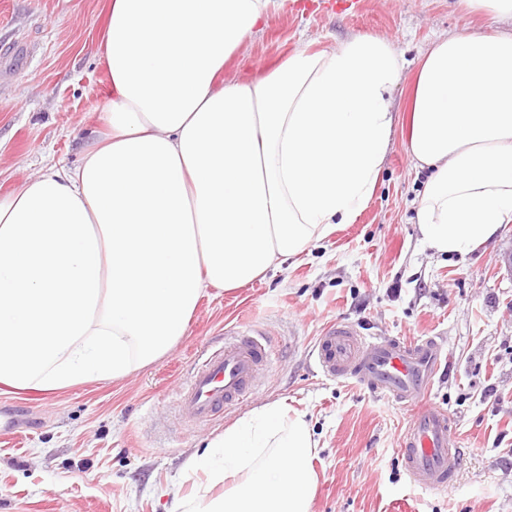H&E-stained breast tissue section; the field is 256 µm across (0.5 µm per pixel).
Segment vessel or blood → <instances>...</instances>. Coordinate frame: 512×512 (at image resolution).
<instances>
[{
    "label": "vessel or blood",
    "mask_w": 512,
    "mask_h": 512,
    "mask_svg": "<svg viewBox=\"0 0 512 512\" xmlns=\"http://www.w3.org/2000/svg\"><path fill=\"white\" fill-rule=\"evenodd\" d=\"M313 355L326 378L357 384L412 411L398 450L412 483L442 491L456 480L461 450L453 444V423L430 399L447 356L444 339L366 336L351 323L336 322L317 338ZM271 363V347L262 332H231L222 348L198 359L179 392L182 414L192 421L211 420L225 406L246 397Z\"/></svg>",
    "instance_id": "obj_1"
}]
</instances>
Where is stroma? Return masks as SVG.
<instances>
[{
    "instance_id": "stroma-1",
    "label": "stroma",
    "mask_w": 512,
    "mask_h": 512,
    "mask_svg": "<svg viewBox=\"0 0 512 512\" xmlns=\"http://www.w3.org/2000/svg\"><path fill=\"white\" fill-rule=\"evenodd\" d=\"M110 0H0V197L50 164L79 165L101 128L107 94L97 52ZM512 22L474 16L458 0H290L247 39L231 69L241 78L299 42L328 48L354 35L386 39L402 76L395 125L375 193L353 223L250 285L201 299L167 355L126 378L51 394L0 386V404L29 420L0 432V512H169L194 482L184 461L262 405L304 414L319 442L312 512H512V223L466 254L422 241L415 208L428 177L408 152L411 77L421 53L451 32L494 34ZM368 336H439L448 358L432 401L463 448L443 492L416 488L397 455L409 411L316 368L312 349L332 322ZM268 332L273 366L252 395L206 423L186 420L177 394L225 330ZM494 396H487V389Z\"/></svg>"
}]
</instances>
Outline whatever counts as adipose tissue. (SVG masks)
Segmentation results:
<instances>
[{
  "label": "adipose tissue",
  "mask_w": 512,
  "mask_h": 512,
  "mask_svg": "<svg viewBox=\"0 0 512 512\" xmlns=\"http://www.w3.org/2000/svg\"><path fill=\"white\" fill-rule=\"evenodd\" d=\"M286 3L111 0L104 132L78 166L0 198V385L124 379L175 347L210 291L264 277L366 207L401 61L360 35L225 76ZM408 151L430 172L416 211L429 247L463 252L512 222V32L427 48ZM317 448L285 402L256 408L187 459L206 480L170 512H311Z\"/></svg>",
  "instance_id": "ef3b65f1"
}]
</instances>
